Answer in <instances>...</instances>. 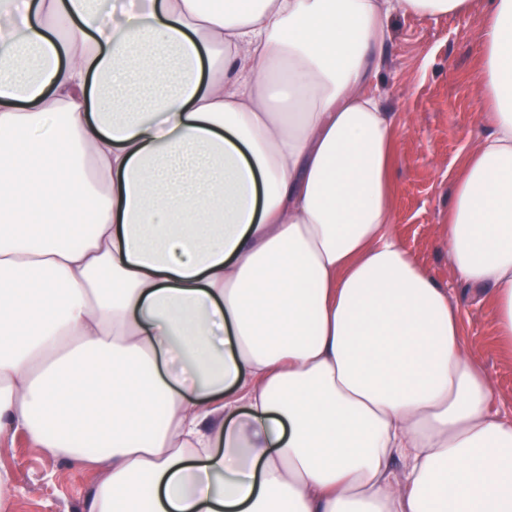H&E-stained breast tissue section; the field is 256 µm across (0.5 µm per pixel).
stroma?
<instances>
[{"label":"stroma","mask_w":512,"mask_h":512,"mask_svg":"<svg viewBox=\"0 0 512 512\" xmlns=\"http://www.w3.org/2000/svg\"><path fill=\"white\" fill-rule=\"evenodd\" d=\"M480 8L437 17L393 19L383 49L381 102L396 116L401 161L395 170L394 231L412 257L462 313L463 333L494 376V405L512 412V352L495 342L492 303H474L458 283L442 240L448 202L463 159L478 145ZM0 468L12 478L8 512H90L97 476L80 465L42 455L26 437L0 441Z\"/></svg>","instance_id":"35a3bbf8"}]
</instances>
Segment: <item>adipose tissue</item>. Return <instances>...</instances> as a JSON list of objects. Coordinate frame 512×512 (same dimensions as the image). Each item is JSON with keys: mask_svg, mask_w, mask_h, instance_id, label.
<instances>
[{"mask_svg": "<svg viewBox=\"0 0 512 512\" xmlns=\"http://www.w3.org/2000/svg\"><path fill=\"white\" fill-rule=\"evenodd\" d=\"M473 0H0V437L91 512H512V415L393 225L398 15ZM444 248L512 350V0Z\"/></svg>", "mask_w": 512, "mask_h": 512, "instance_id": "adipose-tissue-1", "label": "adipose tissue"}]
</instances>
